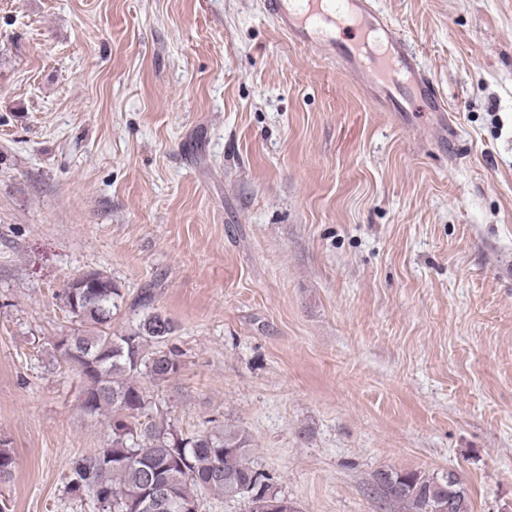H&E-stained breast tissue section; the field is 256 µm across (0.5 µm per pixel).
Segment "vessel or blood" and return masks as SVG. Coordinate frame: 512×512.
Here are the masks:
<instances>
[{"label": "vessel or blood", "instance_id": "1", "mask_svg": "<svg viewBox=\"0 0 512 512\" xmlns=\"http://www.w3.org/2000/svg\"><path fill=\"white\" fill-rule=\"evenodd\" d=\"M264 8L294 44L324 50L364 88L381 87L375 101L385 110L409 112L419 102L433 134L450 131L445 97L374 0H264Z\"/></svg>", "mask_w": 512, "mask_h": 512}]
</instances>
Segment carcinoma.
Returning a JSON list of instances; mask_svg holds the SVG:
<instances>
[{"instance_id":"obj_1","label":"carcinoma","mask_w":512,"mask_h":512,"mask_svg":"<svg viewBox=\"0 0 512 512\" xmlns=\"http://www.w3.org/2000/svg\"><path fill=\"white\" fill-rule=\"evenodd\" d=\"M63 297L72 328L55 339L54 357L82 380L84 412L106 417L112 432L110 443L68 465V491L90 512H153L145 504L155 488L168 498L166 512L200 508L204 492L242 498L247 512H297L274 478L249 462L245 431L188 434L149 413L140 376L167 381L181 368L179 352L167 346L176 325L153 307L151 293L140 292L128 305L123 289L91 270L73 277ZM126 306L136 320L117 332L112 319ZM16 465L13 449L0 439V483L13 478ZM372 487L393 512H436L443 505L447 512H472L460 479L390 467L372 475Z\"/></svg>"}]
</instances>
